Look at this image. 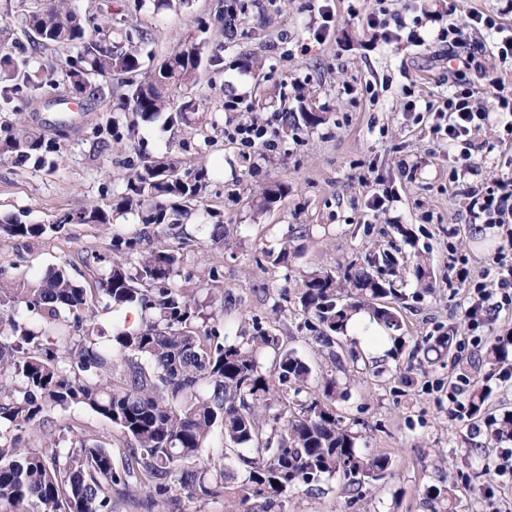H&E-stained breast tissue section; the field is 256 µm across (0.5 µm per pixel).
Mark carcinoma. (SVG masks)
Returning <instances> with one entry per match:
<instances>
[{"mask_svg":"<svg viewBox=\"0 0 512 512\" xmlns=\"http://www.w3.org/2000/svg\"><path fill=\"white\" fill-rule=\"evenodd\" d=\"M27 34L59 50L77 47L69 62L65 97L93 100L91 79L112 72L136 73L135 49L106 44L112 17H81L69 0H50L22 18ZM200 52L189 48L167 56L158 67L129 84L126 105L141 118L169 112L171 122L199 111L193 98L173 108V92L196 82ZM43 83L0 41V110L22 96L37 97ZM53 141L40 126L21 123L0 140V159L45 163ZM203 172L190 174L184 162L146 160L129 178L127 192L111 210L80 208L55 224H0V249L16 241L62 233L66 225L108 226L114 215L136 212L142 228L116 237L103 252L82 259L74 276L65 266L37 272L0 266V512H117L124 504L166 512L176 491L200 500L225 493L236 466L238 504L253 498L284 512V494L301 484L339 476L350 486L379 480L390 459L358 451L356 422L336 409L339 379L322 378L309 388L311 366L280 337L255 323L252 332L228 341L224 318L206 314L210 297L179 271V258L165 251L144 253L142 242L156 228L184 245L181 224L203 189ZM367 268L354 274L361 299L327 271L305 280L299 300L314 320L315 342L331 348L345 332L349 315L375 300L373 316L401 329L390 300L401 299L382 276L397 264L387 251L366 255ZM138 309L139 323L126 325L123 310ZM112 317L105 336L98 317ZM512 341L497 338L486 353L489 364L509 361ZM277 353L274 373L259 370L260 349ZM489 392L474 391L470 413L487 419L495 440H512V410L485 416ZM83 408L112 423L130 441L117 453L87 435L73 434L60 447L53 432L39 447L23 432L48 416ZM223 434L218 457L208 453L215 430ZM250 455L245 456L242 450Z\"/></svg>","mask_w":512,"mask_h":512,"instance_id":"carcinoma-1","label":"carcinoma"}]
</instances>
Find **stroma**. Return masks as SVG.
<instances>
[{"instance_id":"stroma-1","label":"stroma","mask_w":512,"mask_h":512,"mask_svg":"<svg viewBox=\"0 0 512 512\" xmlns=\"http://www.w3.org/2000/svg\"><path fill=\"white\" fill-rule=\"evenodd\" d=\"M234 6L235 35L226 39L217 3ZM408 0H384L388 12L403 14L406 24L391 44L367 27L364 14L375 0H335L331 39L314 43L319 19L306 0H72L83 14L112 17L116 42L132 40L143 67L185 46H195L204 61L191 94L201 105L187 122L173 124L167 113L136 121L123 101L125 75L99 80L100 93L91 110L63 109L45 99H19L15 111H0V128L19 119L70 127L58 139L55 166L0 160V220L54 224L83 206L109 208L124 194L131 165L165 157L181 158L187 168L205 169L208 180L186 219L192 238L187 247L165 235L152 248L177 253L194 285L211 289L224 309V331L235 337L253 324L280 336L321 377L331 364L318 352L311 324L299 295L307 275L329 270L336 276L362 268L369 253L398 250L404 262L395 269L394 286L402 300L392 305L407 343L454 330L457 339L470 336L466 317L468 287L458 282L454 260L467 259L474 278L494 287L488 274L498 255L512 263V250L502 251L500 228L474 227L462 186L448 183V145L432 132L433 118H415L404 109L406 99L429 101L448 94V55L472 57L467 81L483 86L493 73L512 88V63L491 53L494 37L467 29L464 44L448 50L435 40L439 28L465 27L467 13H502L512 26L504 0H461L449 12L448 0H418L436 15V22L415 27ZM40 0H0V26L40 79L65 84L67 62L76 50L60 51L35 43L21 18ZM219 64H210V57ZM355 86L347 94L346 86ZM242 97L253 111L228 112L224 103ZM314 112L317 125L278 127L275 156L244 161L224 128L237 122L263 121L283 112ZM511 117L496 115L476 132V145L465 184L480 185L507 175L512 137L504 125ZM111 125L116 136L104 145L95 125ZM388 192L383 209L369 208L373 186ZM280 187L281 199L258 206L264 189ZM223 225L222 245L210 239L212 225ZM407 235L396 233V226ZM139 226L136 215L117 217L106 227L69 226L0 252V263L36 271L75 263L91 251L109 248L113 235H130ZM287 250V265L268 261L267 252ZM423 264L426 280L417 279ZM219 282H211L212 269ZM470 352L452 350L431 363L409 365L400 360L370 358L351 372L344 397L336 407L359 423L357 446L367 455L390 457L384 478L364 484L359 500H351L342 478L300 486L287 496L286 512H512V478L499 476L488 463L500 443L480 430L473 419L448 411V382L460 373ZM407 382H399V371ZM471 389H486L490 413L512 409V368L483 365L469 371ZM441 488L430 501L428 486Z\"/></svg>"}]
</instances>
